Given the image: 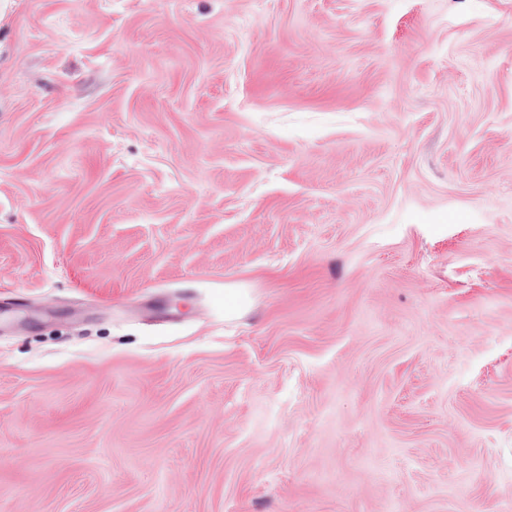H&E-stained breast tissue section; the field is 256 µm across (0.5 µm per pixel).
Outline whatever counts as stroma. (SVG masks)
Here are the masks:
<instances>
[{
	"label": "stroma",
	"instance_id": "obj_1",
	"mask_svg": "<svg viewBox=\"0 0 512 512\" xmlns=\"http://www.w3.org/2000/svg\"><path fill=\"white\" fill-rule=\"evenodd\" d=\"M0 512H512V0H0Z\"/></svg>",
	"mask_w": 512,
	"mask_h": 512
}]
</instances>
